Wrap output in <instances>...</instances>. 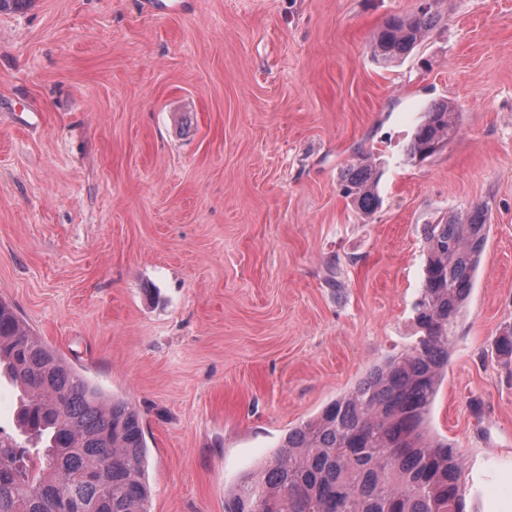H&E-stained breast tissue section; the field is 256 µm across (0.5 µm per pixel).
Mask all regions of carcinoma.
I'll use <instances>...</instances> for the list:
<instances>
[{"instance_id": "obj_1", "label": "carcinoma", "mask_w": 512, "mask_h": 512, "mask_svg": "<svg viewBox=\"0 0 512 512\" xmlns=\"http://www.w3.org/2000/svg\"><path fill=\"white\" fill-rule=\"evenodd\" d=\"M438 20L425 7L388 19L373 59L385 67L401 62ZM458 132L455 107L432 103L407 155L429 157ZM340 186L364 213L379 205L378 173L363 153L341 172ZM488 231L482 207L423 225L427 258L410 348L289 431L267 465L241 476L224 512H467L463 455L430 438L424 425ZM2 375L20 391L24 440L0 447V512H56L57 502L73 498L87 512H147L139 411L106 397L0 299Z\"/></svg>"}]
</instances>
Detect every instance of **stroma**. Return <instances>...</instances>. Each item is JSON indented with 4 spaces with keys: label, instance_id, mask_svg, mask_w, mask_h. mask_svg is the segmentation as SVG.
I'll return each instance as SVG.
<instances>
[{
    "label": "stroma",
    "instance_id": "obj_1",
    "mask_svg": "<svg viewBox=\"0 0 512 512\" xmlns=\"http://www.w3.org/2000/svg\"><path fill=\"white\" fill-rule=\"evenodd\" d=\"M31 0L0 11V299L141 413L149 512L240 476L417 330L422 227L487 207L430 433L512 512V0ZM441 17L396 67L369 43ZM458 136L406 157L426 107ZM380 206L339 184L356 151ZM336 287H329L328 278Z\"/></svg>",
    "mask_w": 512,
    "mask_h": 512
}]
</instances>
